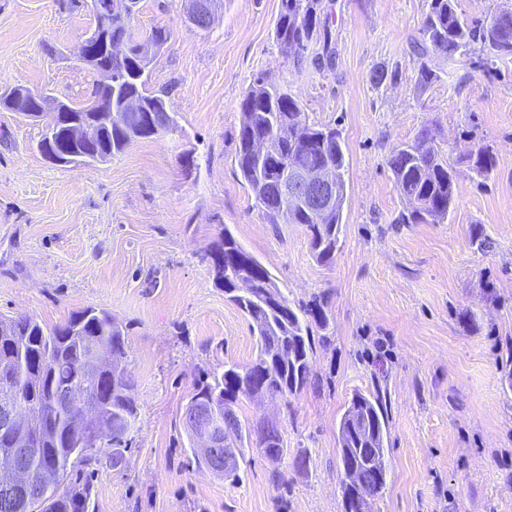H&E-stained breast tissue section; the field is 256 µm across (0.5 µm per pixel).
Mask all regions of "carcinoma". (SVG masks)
<instances>
[{
	"instance_id": "cac0c4a2",
	"label": "carcinoma",
	"mask_w": 512,
	"mask_h": 512,
	"mask_svg": "<svg viewBox=\"0 0 512 512\" xmlns=\"http://www.w3.org/2000/svg\"><path fill=\"white\" fill-rule=\"evenodd\" d=\"M324 15L323 0H280L274 37L285 57L300 66L312 44L321 41L329 49L331 33ZM478 43L486 63L512 57V10H502L486 23L469 21L456 12L454 0H430L429 11L413 53L420 59V81L433 78L423 58L435 52L448 59ZM150 60L140 44L127 39L120 54L112 56V87L96 82L92 97L110 112L124 111L130 97L141 100L156 114V127L174 121L163 100L148 93ZM241 118L235 152L236 171L252 192L270 224L279 221V202L267 195L266 183L292 167L314 168L330 164L336 169L341 199H346L347 163L339 130L310 121L298 101L282 87L256 79L240 103ZM156 135L155 127L141 123L139 114L124 124H114L100 143L101 150L114 156L136 139ZM266 137L280 141V151L271 161L260 163L252 154L253 143ZM429 130L423 128L414 140L404 143L388 165L400 196L408 207L395 217V224H429L442 220L454 203L457 171L440 158L430 145ZM472 169L489 175L495 165L490 149L481 146L469 153ZM343 205L321 221L309 212V203L294 205L290 223L305 227L313 256L320 263L333 261L338 250ZM211 259L216 284L226 300L241 310L257 336V355L249 367L224 364L196 384L192 399L211 400L225 413V426L236 444L237 456L246 460L252 439L260 437L265 423L252 424L238 412L239 396L282 397L304 388L312 378L314 354L312 325H327L319 298L311 304L290 303L276 285L269 269L247 252L229 230L212 243ZM246 279L250 287L241 289ZM97 346L110 351L108 380L97 397L93 412L84 414L81 397L94 392L86 372L85 357ZM124 327L103 309L84 308L61 325L49 327L30 317L0 319V401L29 419L46 422L37 443L24 449L21 468L27 473L28 495L0 497V512H92L89 473L85 468L102 455L124 459L137 421V406L131 396L134 380L124 364ZM86 415L90 437L74 427V418ZM388 417L380 396L354 395L338 427L341 460L353 456L358 462L357 484H343L344 502L354 494L378 497L386 479H378L374 465L387 469L385 459Z\"/></svg>"
}]
</instances>
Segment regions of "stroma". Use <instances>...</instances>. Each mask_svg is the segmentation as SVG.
Instances as JSON below:
<instances>
[{"label":"stroma","instance_id":"35a3bbf8","mask_svg":"<svg viewBox=\"0 0 512 512\" xmlns=\"http://www.w3.org/2000/svg\"><path fill=\"white\" fill-rule=\"evenodd\" d=\"M428 4L325 0L333 64L318 44L298 67L274 39L279 0H224L205 32L185 0H141L138 36L171 34L148 91L178 127L103 163H51L37 143L53 113L0 109V317L53 326L92 306L126 328L138 418L125 467H91L95 512H345L338 426L358 392L380 396L389 421L372 512H512V58L487 76L474 53L435 54L421 84L411 45ZM94 26L59 0H0V92L86 102L98 75L79 54ZM260 77L341 132L348 190L332 263L316 261L301 225L266 223L235 171L240 102ZM425 127L459 171L454 204L442 222L399 224L387 160ZM481 144L496 160L486 177L465 160ZM225 229L290 302L328 299L311 382L239 399L241 416L276 420L286 452L271 462L251 449L237 483L198 462L184 421L203 372L256 356L206 258Z\"/></svg>","mask_w":512,"mask_h":512}]
</instances>
